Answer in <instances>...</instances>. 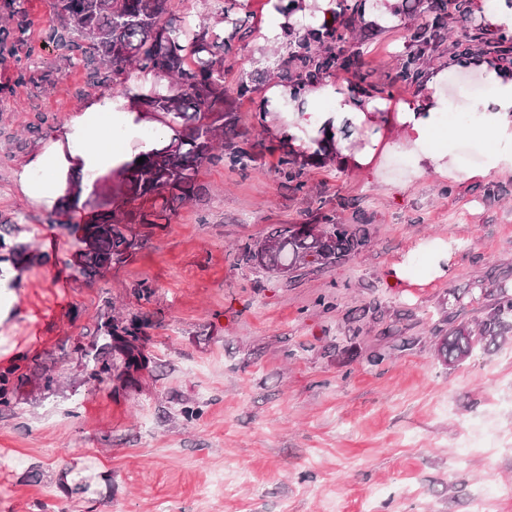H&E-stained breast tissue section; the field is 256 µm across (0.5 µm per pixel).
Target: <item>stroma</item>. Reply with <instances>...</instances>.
<instances>
[{"label":"stroma","mask_w":512,"mask_h":512,"mask_svg":"<svg viewBox=\"0 0 512 512\" xmlns=\"http://www.w3.org/2000/svg\"><path fill=\"white\" fill-rule=\"evenodd\" d=\"M231 12L236 32L224 86L253 79L251 98L227 100L240 131L267 139L261 119L282 46L259 48L269 0ZM52 0H0V220L45 249L16 290L0 326L24 346L15 407L0 411V512H471L472 493L512 486V344L475 350L447 369L434 329L448 291L512 267V173L455 183L430 174L400 189L329 165L306 170L305 192L284 190L278 157L264 152L247 172L203 166L208 187L155 229L146 248L103 278L71 266L73 239L46 209L18 196L12 175L36 143L112 76L93 73L50 39ZM430 0H411L397 22L358 19L356 91L398 102L423 84L396 77L411 32ZM28 23L30 52L11 29ZM30 81L18 82L20 70ZM349 200V209L337 205ZM367 218L370 243L348 262L289 283L237 262L247 240L277 224H310L316 211L349 224ZM453 241L446 277L421 288L392 286L386 272L421 238ZM155 288L137 299L140 281ZM325 296L330 309L316 306ZM382 315L359 334L350 317ZM149 318L155 368L139 389L90 383L76 344H90L101 315ZM375 349L386 354L375 367ZM60 382L44 388V374ZM200 415L184 420V406Z\"/></svg>","instance_id":"stroma-1"}]
</instances>
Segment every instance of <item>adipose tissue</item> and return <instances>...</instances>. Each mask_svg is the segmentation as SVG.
Returning a JSON list of instances; mask_svg holds the SVG:
<instances>
[{"label":"adipose tissue","mask_w":512,"mask_h":512,"mask_svg":"<svg viewBox=\"0 0 512 512\" xmlns=\"http://www.w3.org/2000/svg\"><path fill=\"white\" fill-rule=\"evenodd\" d=\"M316 2V10L304 8L287 15L279 11V0H270L260 46L284 42L289 27L297 22L308 20L316 26L332 22L335 0ZM457 69L480 76L491 90L473 106L476 124L469 135L482 140L483 158L467 168L457 164L450 147L435 144L449 106L443 88L449 72ZM149 85L148 79L137 77L128 81L127 94L89 97L67 117L55 137L27 157L15 172V183L31 206L55 208L75 186L81 198H88L112 170L170 143V128L146 115L139 105ZM267 97L270 107H288L272 125L279 140L310 153L315 149L314 138L331 133L336 139V166L345 171L378 173L379 157L402 151L412 158L414 179L434 172L460 183L512 172V68L482 54L451 61L434 71L425 92L409 101L391 103L369 92L352 95L340 91L330 79L312 84L299 97L288 87L274 85ZM117 126L123 128V138H109V130Z\"/></svg>","instance_id":"1"}]
</instances>
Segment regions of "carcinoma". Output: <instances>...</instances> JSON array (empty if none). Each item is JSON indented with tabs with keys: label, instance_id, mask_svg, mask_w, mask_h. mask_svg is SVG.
<instances>
[{
	"label": "carcinoma",
	"instance_id": "cac0c4a2",
	"mask_svg": "<svg viewBox=\"0 0 512 512\" xmlns=\"http://www.w3.org/2000/svg\"><path fill=\"white\" fill-rule=\"evenodd\" d=\"M60 28L53 31L57 43L72 55L112 71V83L126 93L127 69L167 80V92L151 88L141 95L146 111L158 114L173 131L171 144L145 155L113 173L105 191L84 202L92 214L86 224H70L66 218L77 200L65 199L55 211L56 221L74 240L75 271L89 279L101 278L128 263L148 242L135 225L156 228L170 223L186 203L207 193L200 182L205 165H223L246 172L264 149L279 153L281 186L293 194L303 191L305 166L333 160L336 141L322 139L317 148L299 162L297 154L280 142L265 145L236 129V116L224 111V58L233 52L234 36L226 38L206 26L192 29L185 19L174 18L172 0H53ZM432 15L414 29L410 41L416 46L402 59L398 79L409 84L422 73L425 52L445 36L448 3L432 0ZM354 18L339 26L300 25L301 38L289 51L298 69L289 71L276 63L278 76L295 92L341 69L356 66L353 49ZM131 208H126V205ZM323 224H278L262 240L238 249V261L251 263L277 277L294 280L311 268L341 265L362 251L370 241L364 224H344L323 216ZM21 231L15 222L0 224V262L20 270L41 260L35 249L7 245ZM482 296L487 304L483 317L471 326L466 305ZM454 309L436 328L438 361L455 369L480 347L491 350L512 340V282L487 278L473 281L452 292ZM149 326L140 316L114 318L107 315L97 332L102 344L76 346V353L89 368L88 379L115 382L113 392L135 389L140 375L152 370L151 358L142 342ZM14 371L0 372V410L13 408Z\"/></svg>",
	"mask_w": 512,
	"mask_h": 512
}]
</instances>
